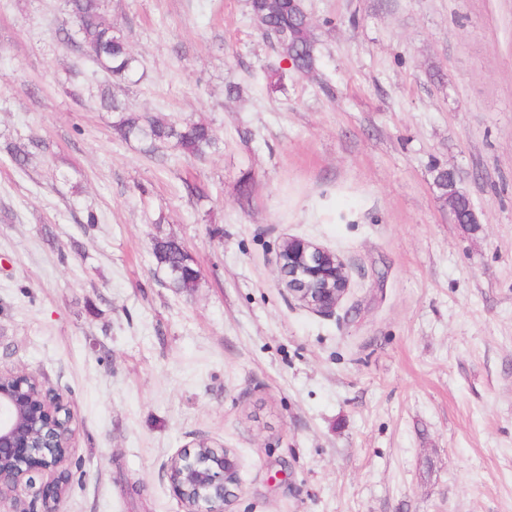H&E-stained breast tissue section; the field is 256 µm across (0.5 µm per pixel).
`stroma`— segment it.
I'll return each mask as SVG.
<instances>
[{"mask_svg": "<svg viewBox=\"0 0 512 512\" xmlns=\"http://www.w3.org/2000/svg\"><path fill=\"white\" fill-rule=\"evenodd\" d=\"M246 3L105 0L140 60L117 80L66 0H0V368L70 400L60 512H181L200 438L238 456L228 512H512V0H304L317 67L275 91ZM105 90L223 145L146 154ZM289 237L344 261L333 315L283 290ZM158 265L165 270L173 288H193L200 270L186 248L172 238H156L153 247Z\"/></svg>", "mask_w": 512, "mask_h": 512, "instance_id": "obj_1", "label": "stroma"}]
</instances>
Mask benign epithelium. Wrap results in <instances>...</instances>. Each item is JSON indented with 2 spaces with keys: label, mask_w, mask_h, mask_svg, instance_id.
I'll list each match as a JSON object with an SVG mask.
<instances>
[{
  "label": "benign epithelium",
  "mask_w": 512,
  "mask_h": 512,
  "mask_svg": "<svg viewBox=\"0 0 512 512\" xmlns=\"http://www.w3.org/2000/svg\"><path fill=\"white\" fill-rule=\"evenodd\" d=\"M276 264L288 295L326 316L349 287L343 261L300 238L284 243ZM72 421L68 400L41 374L0 369V499L13 498V512H31L25 494L41 501L40 512H59L69 483ZM239 470L233 450L197 441L171 458L168 478L183 512H226ZM45 474L53 480L44 488L38 481Z\"/></svg>",
  "instance_id": "obj_1"
}]
</instances>
